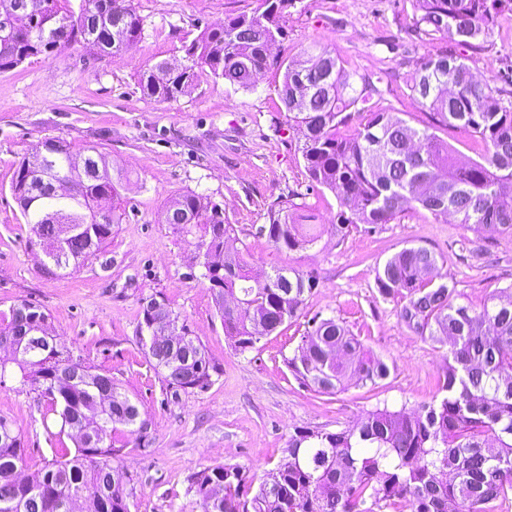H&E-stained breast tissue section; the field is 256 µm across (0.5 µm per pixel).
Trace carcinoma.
<instances>
[{
    "instance_id": "1",
    "label": "carcinoma",
    "mask_w": 512,
    "mask_h": 512,
    "mask_svg": "<svg viewBox=\"0 0 512 512\" xmlns=\"http://www.w3.org/2000/svg\"><path fill=\"white\" fill-rule=\"evenodd\" d=\"M26 17L0 12V70L47 59L75 46L114 55L135 46L143 21L134 0H16ZM295 0H260L252 13L204 29L183 46V62L160 61L139 77L143 94L158 101L188 94L207 73L248 89L260 74L283 71L278 89L288 120L303 135L300 148L308 189L330 190L340 210L335 233L365 225L373 231L398 215H448L481 232L512 234V101L473 77L465 58L442 52L422 58L407 82L409 96L432 114L411 126L379 106L380 79L348 70L336 50L306 49L298 57L272 53L288 37L285 17ZM407 32L422 41L447 37L480 50L512 0H416ZM450 128L473 135L466 156L438 135ZM71 144L47 138L19 163L11 184L32 239L49 241L64 257L61 270L96 259L106 268L105 243L119 223L128 182L99 150L95 167L58 182ZM304 205L272 208L264 234L279 251H297L322 236ZM53 215L72 225L55 242ZM164 223L180 233L200 231L201 274L224 331L240 352L302 314L313 276L274 267L254 274L238 250L218 204L194 193L170 197ZM439 255L415 245L376 271L383 299L400 298V318L426 341L448 343L440 399L410 413L377 409L338 432L300 430L288 443V463L266 474L255 490L240 465L208 466L190 477L201 512H504L512 501V284L487 294L480 307L460 301L446 282L428 277ZM48 314L33 302L15 303L0 322V384L17 378L48 403L57 435L75 439V455L55 459L29 479L19 478L24 446L15 422L0 415V512H131L133 479L115 463L114 434L144 431L139 403L111 374L75 359L44 332ZM144 356L174 392L204 389L218 368L187 320L163 299L142 302L138 331ZM285 363L302 385L334 395L348 382L374 386L389 366L333 317L306 322L301 343Z\"/></svg>"
}]
</instances>
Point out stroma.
Returning a JSON list of instances; mask_svg holds the SVG:
<instances>
[{"instance_id": "obj_1", "label": "stroma", "mask_w": 512, "mask_h": 512, "mask_svg": "<svg viewBox=\"0 0 512 512\" xmlns=\"http://www.w3.org/2000/svg\"><path fill=\"white\" fill-rule=\"evenodd\" d=\"M258 5L135 0L144 31L127 52L93 55L77 47L0 71V313L23 299L40 305L58 343L111 373L138 400L147 430L117 438L120 463L137 482L132 512H200L188 479L204 467L238 464L258 484L287 463L288 441L297 431L336 432L379 407L405 411L433 401L447 347L410 331L400 319V302L382 299L375 287L377 267L402 248L434 250L439 270L452 271L451 286L476 307L488 292L512 283V236L477 234L426 212L406 213L372 233L353 227L336 236L331 222L338 199L307 188L302 134L278 96L281 73L261 74L248 90L205 74L190 94L171 101L141 94L144 70L181 59L183 46L205 27ZM413 13V0H297L278 51L293 57L312 44L336 49L348 68L381 76V106L403 113L415 127L430 116L409 97L406 82L435 51L465 56L481 80L507 87L512 13L498 17L491 42L476 51L407 34ZM49 137L66 139L78 153L96 147L132 174L121 192V220L105 246L109 268L91 260L56 277L40 269L11 183L23 157ZM184 192L223 208L234 246L255 271L291 266L313 273L305 316L342 321L388 364V377L331 396L300 385L284 360L300 343L303 319L285 323L251 350L236 351L200 277L196 235L162 222L167 199ZM294 193L302 194L323 235L312 247L284 252L259 229L270 208ZM159 295L187 319L219 369L205 390L169 391L138 347L142 302ZM44 409L29 387L14 380L0 385V415L16 421L26 448L23 470L31 477L51 462L58 445L76 446L71 437L46 432Z\"/></svg>"}]
</instances>
